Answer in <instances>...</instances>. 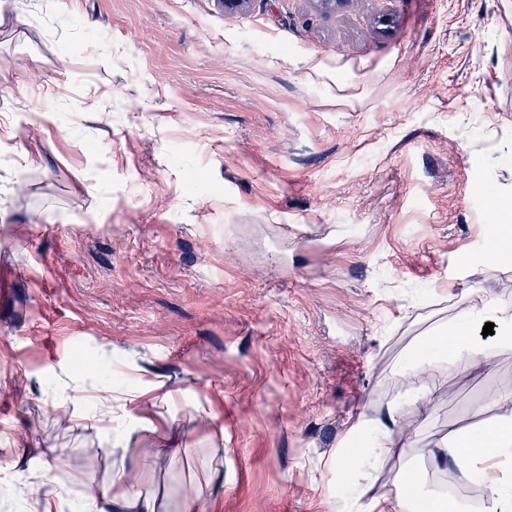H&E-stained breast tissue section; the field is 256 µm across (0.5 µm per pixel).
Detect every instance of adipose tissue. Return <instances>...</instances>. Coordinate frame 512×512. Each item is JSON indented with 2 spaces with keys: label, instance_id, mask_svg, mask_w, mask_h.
I'll return each instance as SVG.
<instances>
[{
  "label": "adipose tissue",
  "instance_id": "obj_1",
  "mask_svg": "<svg viewBox=\"0 0 512 512\" xmlns=\"http://www.w3.org/2000/svg\"><path fill=\"white\" fill-rule=\"evenodd\" d=\"M488 322L494 325L495 344H512V309L482 298L460 309L447 327L427 336L407 355L403 369L432 366L444 358L467 370L488 368L491 347L495 344H487L477 335L478 328ZM355 429L367 435L368 445L360 450V457L378 466L393 457L405 456L411 447L394 406L377 420H358ZM438 454L452 459L461 482L478 484L490 491L487 512H512L511 414L498 417L483 432L471 434L469 438L452 435Z\"/></svg>",
  "mask_w": 512,
  "mask_h": 512
}]
</instances>
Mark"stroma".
<instances>
[{
    "label": "stroma",
    "instance_id": "35a3bbf8",
    "mask_svg": "<svg viewBox=\"0 0 512 512\" xmlns=\"http://www.w3.org/2000/svg\"><path fill=\"white\" fill-rule=\"evenodd\" d=\"M493 222L512 0H0V512H354L331 461L393 404L412 448L375 492L441 490L512 347L398 366L512 308ZM486 322L494 323L496 341L501 346L512 344V309L494 300L480 298L460 309L448 323L427 336L420 346L405 358L401 371L407 374L415 366H433L447 358L467 370H485L490 366L491 347L477 336ZM125 512H198L199 497L196 494L186 495L180 499L175 510H169L167 504L158 500L151 490L139 491L133 495L123 496Z\"/></svg>",
    "mask_w": 512,
    "mask_h": 512
}]
</instances>
